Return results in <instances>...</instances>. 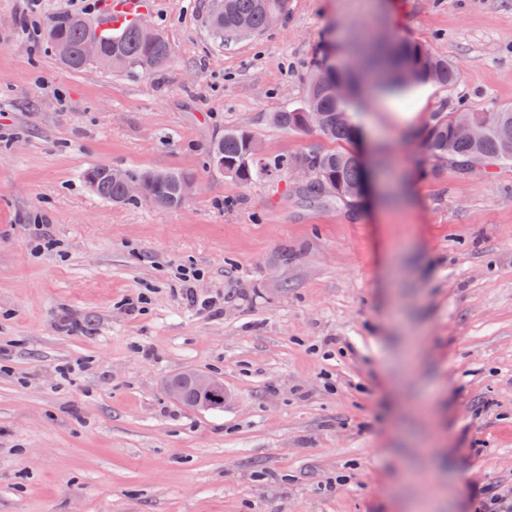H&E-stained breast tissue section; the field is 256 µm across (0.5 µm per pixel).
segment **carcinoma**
I'll return each instance as SVG.
<instances>
[{
    "instance_id": "1",
    "label": "carcinoma",
    "mask_w": 512,
    "mask_h": 512,
    "mask_svg": "<svg viewBox=\"0 0 512 512\" xmlns=\"http://www.w3.org/2000/svg\"><path fill=\"white\" fill-rule=\"evenodd\" d=\"M286 0H224V11L211 13L213 35L241 37L257 34L267 26V14L284 10ZM249 18V29L239 26V19ZM94 20L68 13L57 16L45 32L47 44L59 61L71 70L87 65L82 57L83 40L87 26ZM102 49L112 60L115 70H141L154 72L167 66L173 50L167 39L157 30L147 33L137 24L124 27L112 34L102 31ZM359 67L353 80L356 85L375 89L384 84L392 87L409 85L403 69L420 72L419 82L452 86L460 79L458 68L448 59L427 47L408 40L390 43L368 42L355 47ZM339 77L334 69L313 74L307 81L306 96L302 104L284 107L270 115L273 125L289 131L299 129L298 114L309 111L315 103L325 126L321 133L333 142L350 140L356 127L351 114V101L338 98L327 90ZM470 119L487 123V136L479 143L458 139L454 134V119L438 117L429 127L424 147L429 155L438 159H454L463 167L474 163L490 162L512 165V107L496 112H476ZM257 139L249 131L231 129L208 146V157L213 168L240 184L266 182L279 178L297 161L308 163L315 171L314 182L301 188L302 198L309 204L325 203L329 197L318 189L321 182H336L341 186L338 200L355 199L363 184V168L348 150L312 152L293 158L267 155L255 150ZM137 178L149 185L151 202L162 209H173L184 203L183 185L193 180L183 171H154L134 177L105 166H94L85 172V180L99 197L116 205L129 204L133 199L125 194V182Z\"/></svg>"
}]
</instances>
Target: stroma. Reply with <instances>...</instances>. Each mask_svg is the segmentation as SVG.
<instances>
[{"label":"stroma","mask_w":512,"mask_h":512,"mask_svg":"<svg viewBox=\"0 0 512 512\" xmlns=\"http://www.w3.org/2000/svg\"><path fill=\"white\" fill-rule=\"evenodd\" d=\"M88 2L0 0V512H476L475 490L512 491V167L423 145L437 115L512 105V0H287L222 43L212 0H144L174 51L152 74L59 63L43 31ZM383 35L460 71L354 101L348 150L386 149L397 186L313 205L293 174L209 166L227 129L334 149L269 117ZM92 166L196 189L116 206ZM188 370L223 409L167 393ZM194 386L200 396L209 397L216 390L224 388V383L210 374L197 372L194 375ZM196 391L191 383L185 381L180 391L179 401L192 407H201L203 400Z\"/></svg>","instance_id":"stroma-1"}]
</instances>
